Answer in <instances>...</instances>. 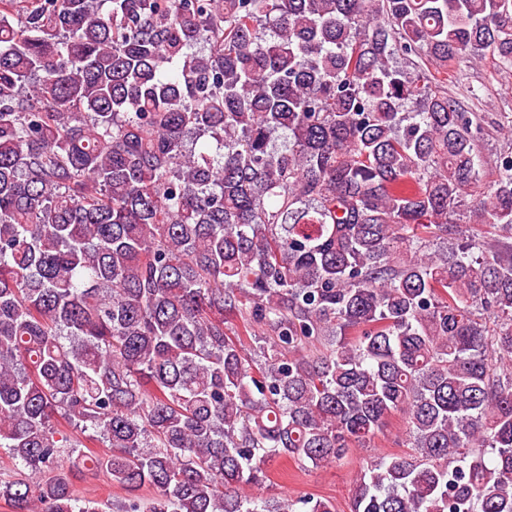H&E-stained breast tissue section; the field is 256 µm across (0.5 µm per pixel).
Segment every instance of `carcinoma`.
<instances>
[{"instance_id":"1","label":"carcinoma","mask_w":512,"mask_h":512,"mask_svg":"<svg viewBox=\"0 0 512 512\" xmlns=\"http://www.w3.org/2000/svg\"><path fill=\"white\" fill-rule=\"evenodd\" d=\"M421 51L512 67V0H0L11 512H102L85 471L116 512H295L266 463L395 412L350 512H512V243L442 246L512 234V155L466 202L476 116ZM73 484L78 487L87 497L99 502H116L127 497V493L118 485H104L91 474H78L72 479Z\"/></svg>"}]
</instances>
